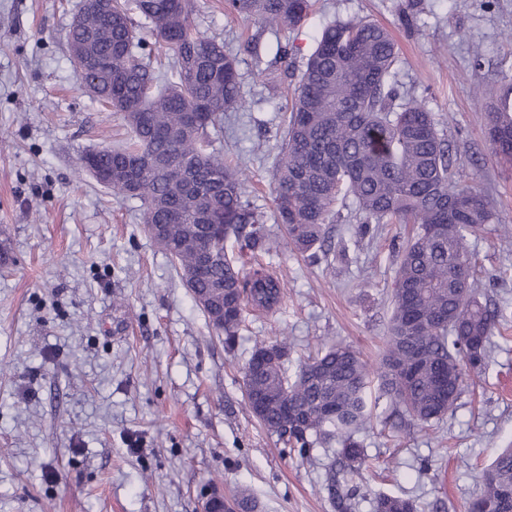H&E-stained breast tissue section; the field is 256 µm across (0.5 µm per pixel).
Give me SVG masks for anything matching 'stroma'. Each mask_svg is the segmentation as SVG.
I'll return each instance as SVG.
<instances>
[{
    "label": "stroma",
    "mask_w": 512,
    "mask_h": 512,
    "mask_svg": "<svg viewBox=\"0 0 512 512\" xmlns=\"http://www.w3.org/2000/svg\"><path fill=\"white\" fill-rule=\"evenodd\" d=\"M81 3L0 0V512H199L215 490L250 495L255 512H336L327 484L337 445L307 461L284 453L246 403L243 367L257 343L281 335L292 372L333 343L378 364L391 243L409 225L364 237L342 211L328 225V260L313 262L266 222L276 247L236 261L265 266L285 296L273 311H246L225 347L147 233L139 201L80 171L83 154L127 136L71 63L65 34ZM336 16L389 31L400 92L433 113L457 180L490 197L497 221L470 245L482 293L503 311L478 387L428 429L397 427L371 382L353 512H372L381 494L415 499L419 512H466L482 469L512 442V247L501 240L512 229V166L493 154L487 119L500 73H512V0H313L303 25L278 39L254 18L225 16L222 0H195L196 30L237 56L245 100L212 147L240 162L264 214L285 67L301 66ZM280 41L290 62L275 56Z\"/></svg>",
    "instance_id": "1"
}]
</instances>
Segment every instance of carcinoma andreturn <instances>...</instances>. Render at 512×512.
I'll list each match as a JSON object with an SVG mask.
<instances>
[{
	"label": "carcinoma",
	"instance_id": "1",
	"mask_svg": "<svg viewBox=\"0 0 512 512\" xmlns=\"http://www.w3.org/2000/svg\"><path fill=\"white\" fill-rule=\"evenodd\" d=\"M311 0H224V11L252 17L274 33L307 19ZM193 0H110V9L82 18L66 32L68 46L89 48L85 83L132 133L118 148L89 151L97 166L116 170L106 185L140 201L146 229L178 265L192 297L232 342L247 307L281 304L280 280L263 268L238 269L232 248L269 249L263 215L246 198L242 172L209 149L210 132L224 113L244 106L238 60L224 44L193 28ZM143 29L172 51L171 78L158 75L144 54ZM398 48L388 31L366 18L326 22L292 86L274 167L276 223L304 254L324 247L325 226L349 199L359 233L394 221L413 225L396 243L398 266L385 355L377 368L382 395L393 412L428 426L453 411L469 379L488 364L499 310L478 297L469 236L495 223L485 194L459 186L448 143L422 102L399 92ZM187 112H203L186 127ZM488 126L494 154L512 165V75L501 76ZM151 158L154 168L141 159ZM224 212L226 228L212 239L198 265L205 215ZM285 341L261 343L243 368V387L260 399L253 416L302 460L321 445L340 447L341 472L364 462L355 435L369 421L368 365L347 345H331L304 361L295 378L285 368ZM292 412L284 413L283 403ZM356 487L336 492L338 512H351ZM374 512H416L410 499L379 495ZM467 512H512V448L480 476Z\"/></svg>",
	"mask_w": 512,
	"mask_h": 512
}]
</instances>
